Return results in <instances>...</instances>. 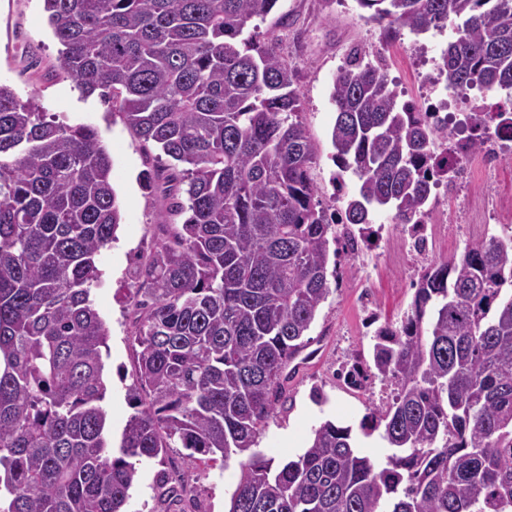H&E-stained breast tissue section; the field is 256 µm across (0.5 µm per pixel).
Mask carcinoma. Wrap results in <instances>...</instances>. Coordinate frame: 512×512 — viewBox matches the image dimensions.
<instances>
[{
  "label": "carcinoma",
  "mask_w": 512,
  "mask_h": 512,
  "mask_svg": "<svg viewBox=\"0 0 512 512\" xmlns=\"http://www.w3.org/2000/svg\"><path fill=\"white\" fill-rule=\"evenodd\" d=\"M278 0H43L60 69L100 91L128 130L172 163L153 172L168 218L137 269L133 413L113 450L90 290L121 214L98 131L46 118L0 84V512H124L136 464L184 450L238 459L229 512H512V238L492 236L424 268L400 324L380 326L350 385H395L363 434L325 421L277 463L259 439L287 401L328 276L336 213L313 202L316 151L299 118L295 64L243 37ZM389 33L452 27L438 70L485 109L470 149L512 141V0H356ZM338 174L359 184L346 223L376 209L420 224L450 177L433 145L448 126L399 103L383 65L358 55L330 94ZM177 497L186 475L163 476Z\"/></svg>",
  "instance_id": "cac0c4a2"
}]
</instances>
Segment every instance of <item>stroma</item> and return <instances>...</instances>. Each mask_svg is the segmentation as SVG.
Masks as SVG:
<instances>
[{
    "instance_id": "35a3bbf8",
    "label": "stroma",
    "mask_w": 512,
    "mask_h": 512,
    "mask_svg": "<svg viewBox=\"0 0 512 512\" xmlns=\"http://www.w3.org/2000/svg\"><path fill=\"white\" fill-rule=\"evenodd\" d=\"M360 14L356 0H278L252 33L260 42L278 40L282 53L297 65L300 119L317 155L310 169L315 199L329 209L336 206L333 176L338 173L332 160L336 113L330 98L337 70L355 50L366 62L385 58L388 79L399 99L424 108L428 101L421 75L439 62L442 50L456 37L449 28L420 35L404 30L388 42L382 26L365 22ZM60 49L47 23L43 0H0V83L21 99L35 100L57 122L95 127L112 157L121 224L116 241L101 251L102 276L93 285L91 298L110 331L104 405L117 442L132 412L128 388L135 379L134 270L155 247V227L162 212V202L156 191L146 188L145 176L168 165L169 159L134 136L99 95L82 94L61 75ZM511 194L512 154L504 155L493 181L471 177L439 188L427 217L436 234L422 252L401 248V225L393 223L389 211H374V240L359 255L343 251L337 256V288L321 305L308 331L314 355L289 382L290 398L284 410L259 441L263 454L278 462L295 457L322 422L332 420L358 430L369 409L386 405L390 385L375 381L362 390L349 388L337 376L340 364L369 358L373 325L400 322L414 295L411 283L424 267L459 254L466 244L499 234V226L487 220L490 201ZM316 389L322 401L313 399ZM181 464L176 448L169 449L164 459L140 464V481L131 492L127 512H228L240 475L237 460L224 467L193 469L179 503L160 501L161 472Z\"/></svg>"
}]
</instances>
